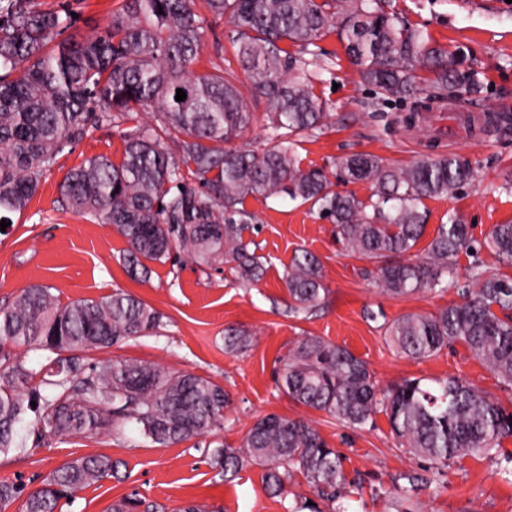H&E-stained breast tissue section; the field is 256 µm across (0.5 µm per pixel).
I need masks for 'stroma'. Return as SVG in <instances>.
Listing matches in <instances>:
<instances>
[{
	"mask_svg": "<svg viewBox=\"0 0 512 512\" xmlns=\"http://www.w3.org/2000/svg\"><path fill=\"white\" fill-rule=\"evenodd\" d=\"M39 2L46 10L74 13L65 35L77 40L102 31L118 4ZM389 9L426 29L439 43L464 52L466 66L477 71L484 87L480 98H467L468 116L488 110L512 115V0H390ZM229 29L227 19L212 20L197 70L214 64L236 68ZM319 46L315 90L331 117L321 132L303 138L298 149L303 167L331 174L337 159L349 154L372 153L405 166L424 155L453 153L470 162L475 180L455 199L426 200L427 236H434L452 212L469 224L479 241L492 225L512 222V130L502 131L492 122L480 135H472L459 123L452 99L379 102L350 65L337 32L323 37ZM122 149L118 128L93 126L70 152L59 156L24 214L0 233V306L11 304L32 285L49 287L63 303L118 290L135 295L161 314L157 332L88 351L86 360L158 363L210 378L232 397L223 426L169 447L153 444L132 425L117 437L74 438L49 446L35 445L23 428L19 437L26 448L0 456V481L21 483L31 491L62 464L103 454L122 461L120 479L102 480L72 500H61L58 512H110L113 503L126 497L162 505L166 512H183L192 504L204 505L208 512H291L297 501L315 497L302 476L288 481L282 495L273 496L261 466L247 467L228 482L204 452L208 445L238 446L259 416L277 413L312 420L341 453L349 481L346 512H396L402 504L410 512H512V484L501 476L512 438L503 440L498 456H465L438 470L400 446L385 414H378L372 427L352 429L296 404L275 383L280 359L303 337L318 336L365 360L380 384L456 376L503 405L512 404V387L463 343L424 360L396 354L386 343L384 323L459 303L456 288L410 297L383 293L366 275V261L344 254L333 224L286 197L245 200V209L255 215L247 235L266 267L259 282H242L227 269L201 267L186 257L178 263H150L148 277L132 276L124 263L127 242L112 225L75 214L59 202V186L71 168L99 155L119 159ZM299 249L320 259L327 292L317 311L297 314L282 276ZM229 326L250 330V347L225 351L224 330ZM411 475L423 477L424 483L406 503L399 490Z\"/></svg>",
	"mask_w": 512,
	"mask_h": 512,
	"instance_id": "35a3bbf8",
	"label": "stroma"
}]
</instances>
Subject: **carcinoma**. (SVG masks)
I'll return each mask as SVG.
<instances>
[{
    "label": "carcinoma",
    "instance_id": "carcinoma-1",
    "mask_svg": "<svg viewBox=\"0 0 512 512\" xmlns=\"http://www.w3.org/2000/svg\"><path fill=\"white\" fill-rule=\"evenodd\" d=\"M204 2L213 17L225 16L233 26L249 93L266 103L269 146L260 151L231 147L254 120L236 72L193 69L207 32L195 0H121L102 32L79 41L58 39L72 25L70 13L41 9L37 0H0V220L11 223L24 213L45 173L89 124H123L148 112L153 123L121 132L120 161L87 159L60 185L68 209L112 225L126 240L124 260L134 276L149 271L146 262L182 250L199 265H224L246 281L260 280L264 264L244 239L251 219L244 200L282 194L335 224L345 254L374 263L366 274L390 296L457 286V256L479 247L512 266L511 223L493 225L476 247L455 213L438 226L424 257L412 258L426 230L424 200L453 199L474 180L460 156H425L400 167L371 153L350 154L336 160L334 181L302 167L298 157L302 138L322 130L330 116L306 56L335 25L350 64L382 102L423 92L478 96L477 72L456 53L386 12L384 0ZM178 89L185 100H176ZM357 182L370 184L367 199L338 189ZM283 280L294 312L320 306L326 286L315 255L301 251ZM461 294V303L435 314L386 324L389 345L419 360L462 342L512 385V278L475 263ZM160 325L159 312L124 291L63 305L46 286L24 289L0 309V454L22 448V425L35 443L48 444L117 436L134 423L161 446L220 428L229 395L211 379L157 363L97 365L84 357ZM251 336L232 329L225 348L242 350ZM15 347L54 354L47 376L26 367L11 352ZM278 387L356 429L383 413L407 452L438 467L468 455L495 456L502 440L512 438V410L462 379L406 378L382 386L366 361L318 336L303 337L289 351ZM212 456L232 477L262 466L276 496L299 474L320 499L345 498L340 454L303 418L265 414L238 447L215 448ZM120 465L105 455L73 459L27 493L24 512H56L61 499L120 479ZM22 493L23 485L0 482V512Z\"/></svg>",
    "mask_w": 512,
    "mask_h": 512
}]
</instances>
